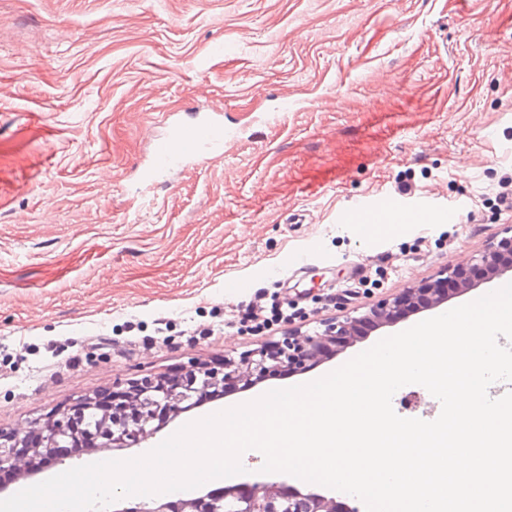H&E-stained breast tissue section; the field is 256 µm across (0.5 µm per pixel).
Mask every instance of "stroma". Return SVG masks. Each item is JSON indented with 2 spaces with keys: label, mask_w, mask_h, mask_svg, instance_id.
I'll use <instances>...</instances> for the list:
<instances>
[{
  "label": "stroma",
  "mask_w": 512,
  "mask_h": 512,
  "mask_svg": "<svg viewBox=\"0 0 512 512\" xmlns=\"http://www.w3.org/2000/svg\"><path fill=\"white\" fill-rule=\"evenodd\" d=\"M214 111L223 158L141 192ZM378 194L461 219L337 223ZM505 194L512 0H0V429L361 315L512 236ZM252 302L297 317L239 331ZM224 143V127L211 119L177 122L152 141L151 156L141 171V189L150 190L170 169L209 160Z\"/></svg>",
  "instance_id": "obj_1"
}]
</instances>
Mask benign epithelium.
Listing matches in <instances>:
<instances>
[{
	"instance_id": "7a95c632",
	"label": "benign epithelium",
	"mask_w": 512,
	"mask_h": 512,
	"mask_svg": "<svg viewBox=\"0 0 512 512\" xmlns=\"http://www.w3.org/2000/svg\"><path fill=\"white\" fill-rule=\"evenodd\" d=\"M508 271H512V236L490 244L480 256L434 280L378 302L359 317L325 323L320 333L288 335L268 348L209 367L191 361L177 379L143 376L117 382L112 386V401L105 408L85 397L42 422L0 431V467L13 469L22 479H32L39 471L31 464V457L48 456L54 448L71 449L67 457L72 458L91 451L138 447L178 415L221 395L232 384L248 388L285 370L304 372L325 359L331 347L344 348L359 339L368 326L392 325L418 307L441 305L448 299L450 280L463 292L475 285L476 273L489 280ZM65 458L57 456L53 464H63ZM115 512H350V508L334 497L314 491L303 493L283 482H244L221 497L208 492L190 499L139 503Z\"/></svg>"
}]
</instances>
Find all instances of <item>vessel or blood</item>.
<instances>
[{
	"label": "vessel or blood",
	"instance_id": "1",
	"mask_svg": "<svg viewBox=\"0 0 512 512\" xmlns=\"http://www.w3.org/2000/svg\"><path fill=\"white\" fill-rule=\"evenodd\" d=\"M224 143V127L210 119L175 123L171 131L154 138L148 164L141 171L142 189H152L170 169L195 164L219 153ZM342 224H407L408 210L396 201H357L339 213Z\"/></svg>",
	"mask_w": 512,
	"mask_h": 512
}]
</instances>
